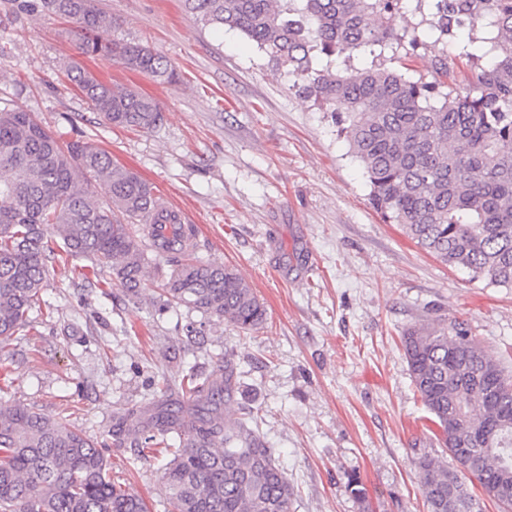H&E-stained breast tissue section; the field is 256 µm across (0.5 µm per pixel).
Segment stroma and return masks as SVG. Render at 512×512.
Here are the masks:
<instances>
[{
	"mask_svg": "<svg viewBox=\"0 0 512 512\" xmlns=\"http://www.w3.org/2000/svg\"><path fill=\"white\" fill-rule=\"evenodd\" d=\"M20 0H0V106L34 112L68 141L90 142L133 169L159 200L196 224L199 260L232 265L265 303L264 325H206L186 339L193 314L156 312L169 269L158 257L141 300L121 286L79 287L73 264L51 272L57 311L36 335L0 352L7 399L106 440L120 404L150 405L151 384L185 365L210 372L224 349L244 370L259 429L295 489L291 512H428L416 461L444 456L407 371L400 336L459 323L512 377V288L470 280L421 250L371 207L369 186L329 113L293 89L256 45L203 26L180 0H98L112 16L107 39L162 52L177 73L163 83L108 59H82L73 26ZM416 0L404 23L420 41L406 60L432 80L436 59L463 83L459 42L434 41ZM83 61L101 80L152 97L163 118L150 130L109 124L66 77ZM112 476L167 512L159 461L107 450ZM358 475L365 500L350 494Z\"/></svg>",
	"mask_w": 512,
	"mask_h": 512,
	"instance_id": "1",
	"label": "stroma"
}]
</instances>
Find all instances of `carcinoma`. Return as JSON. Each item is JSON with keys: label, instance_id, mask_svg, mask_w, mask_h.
<instances>
[{"label": "carcinoma", "instance_id": "1", "mask_svg": "<svg viewBox=\"0 0 512 512\" xmlns=\"http://www.w3.org/2000/svg\"><path fill=\"white\" fill-rule=\"evenodd\" d=\"M429 29L456 38L464 87L448 84V61L435 80L386 66L417 35L394 31L403 0H183L205 26L234 30L288 68L294 87L334 117L364 170L369 200L389 224L470 279L512 287V0H419ZM69 20L80 54L117 59L161 82L176 79L160 52L101 39L112 18L96 0H36ZM67 78L114 126L149 130L159 104L129 87L111 86L79 62ZM106 186L107 199L88 177ZM153 187L87 142L64 143L18 104L0 108V352L51 317L45 299L59 254L107 269L129 299L139 298L148 257L133 222L152 221ZM174 254L159 308H184L243 330L267 320V308L229 265L195 257L191 231ZM415 391L452 460L423 455L417 468L430 512H483L467 481L512 512V379L500 360L459 323L413 327L400 338ZM242 371L226 349L217 369L191 366L181 398L142 414L113 416V445L161 459L171 512H290L294 488L259 431L260 409L239 407ZM102 443L24 403L0 401V512H148L109 475Z\"/></svg>", "mask_w": 512, "mask_h": 512}]
</instances>
